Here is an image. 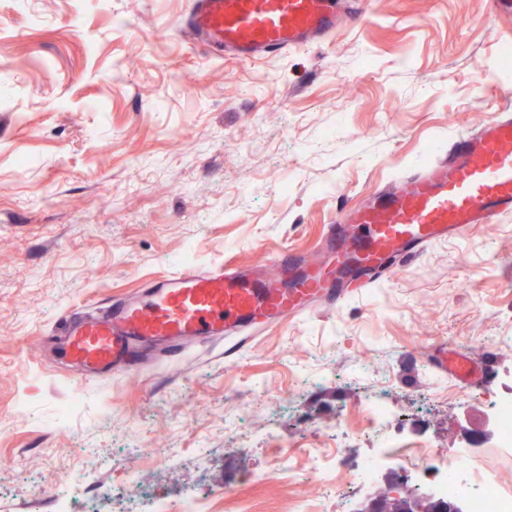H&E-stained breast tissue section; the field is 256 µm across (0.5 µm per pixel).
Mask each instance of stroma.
<instances>
[{"mask_svg": "<svg viewBox=\"0 0 512 512\" xmlns=\"http://www.w3.org/2000/svg\"><path fill=\"white\" fill-rule=\"evenodd\" d=\"M190 7L0 0V512H55L59 489L93 512H183L205 490L212 512H313L306 449L374 454L375 398L410 466L345 481L328 512L432 482L425 453L464 441L512 490L489 422L512 393V216L340 306L144 370L81 382L56 353L59 315L181 265L313 258L337 208L512 113V20L486 0H366L359 26L252 63L180 34ZM444 347L482 382L438 370Z\"/></svg>", "mask_w": 512, "mask_h": 512, "instance_id": "stroma-1", "label": "stroma"}]
</instances>
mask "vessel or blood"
I'll return each mask as SVG.
<instances>
[{
  "label": "vessel or blood",
  "instance_id": "obj_1",
  "mask_svg": "<svg viewBox=\"0 0 512 512\" xmlns=\"http://www.w3.org/2000/svg\"><path fill=\"white\" fill-rule=\"evenodd\" d=\"M365 16L355 0H193L183 31L228 59L255 62L319 44ZM512 214V116L499 114L451 139L447 153L337 210L317 261L299 265L288 252L273 272L216 265L182 266L147 283L143 297L98 313H63L52 333L92 377L125 366L136 344L178 352L190 342L299 317L315 304L389 281L431 246L461 237L472 224Z\"/></svg>",
  "mask_w": 512,
  "mask_h": 512
}]
</instances>
